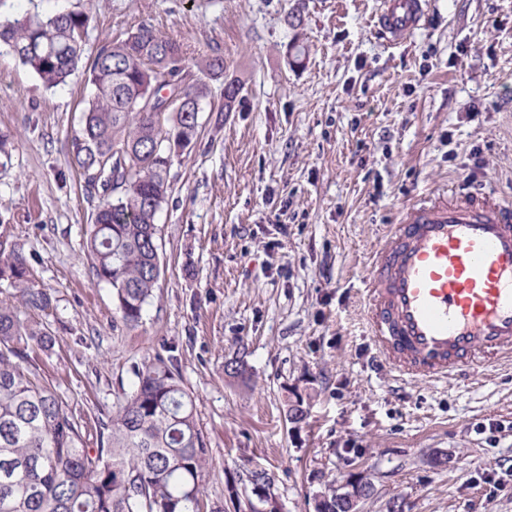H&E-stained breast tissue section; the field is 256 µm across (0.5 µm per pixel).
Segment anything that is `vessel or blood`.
<instances>
[{
	"mask_svg": "<svg viewBox=\"0 0 512 512\" xmlns=\"http://www.w3.org/2000/svg\"><path fill=\"white\" fill-rule=\"evenodd\" d=\"M423 14L424 0H382L375 27L401 43ZM366 292L374 343L399 374L512 356V202L492 188L424 196L388 227Z\"/></svg>",
	"mask_w": 512,
	"mask_h": 512,
	"instance_id": "obj_1",
	"label": "vessel or blood"
}]
</instances>
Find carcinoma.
<instances>
[{"mask_svg": "<svg viewBox=\"0 0 512 512\" xmlns=\"http://www.w3.org/2000/svg\"><path fill=\"white\" fill-rule=\"evenodd\" d=\"M87 17L76 11L25 15L0 22L8 47L48 87L79 69ZM175 40L142 26L98 49L84 70L94 95L72 142L86 186L101 189L86 253L93 277L112 288L122 321L139 324L161 273L156 218L167 196L172 158L198 133L202 91ZM202 70L224 76V57H205ZM243 84L224 85L216 111L235 108ZM15 288L30 310L50 296L28 283V268L0 224V283ZM53 343L45 328L0 306V512H202L210 460L193 397L175 358L133 368L130 392L113 407L98 446L68 401L46 383L30 353ZM257 502L274 512L265 471L249 476Z\"/></svg>", "mask_w": 512, "mask_h": 512, "instance_id": "1", "label": "carcinoma"}]
</instances>
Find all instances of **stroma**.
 Segmentation results:
<instances>
[{
	"mask_svg": "<svg viewBox=\"0 0 512 512\" xmlns=\"http://www.w3.org/2000/svg\"><path fill=\"white\" fill-rule=\"evenodd\" d=\"M379 4L0 0V20L87 14L88 58L146 26L182 43L188 67L217 52L245 80L221 118L224 84L209 82L198 135L172 161L162 272L131 328L84 248L98 198L72 140L91 87L79 72L46 88L0 52V224L51 297L21 313L53 335L34 363L95 429L134 366L176 358L218 512H248L257 469L278 512H315L354 477L373 486L359 512H512V359L468 385L408 381L365 320L368 260L416 196L489 184L512 194V0H425V25L396 45L373 32ZM299 397L306 415L294 424Z\"/></svg>",
	"mask_w": 512,
	"mask_h": 512,
	"instance_id": "1",
	"label": "stroma"
}]
</instances>
